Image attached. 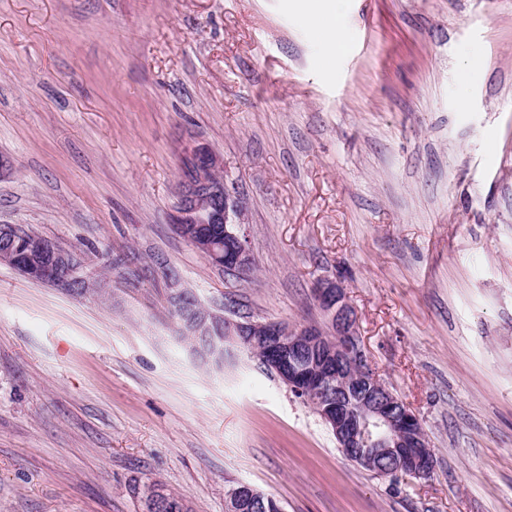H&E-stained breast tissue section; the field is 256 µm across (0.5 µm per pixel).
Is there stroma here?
Returning a JSON list of instances; mask_svg holds the SVG:
<instances>
[{"label":"stroma","instance_id":"35a3bbf8","mask_svg":"<svg viewBox=\"0 0 512 512\" xmlns=\"http://www.w3.org/2000/svg\"><path fill=\"white\" fill-rule=\"evenodd\" d=\"M0 0V224L82 252L99 292L0 264V512H512V0ZM223 164L253 266L174 229L188 149ZM164 261L211 311L326 325L341 281L428 478L348 460L247 352L203 363ZM310 16L321 26L324 43L331 57L341 54L346 40L341 27L336 22V5L327 6L329 0H303ZM167 495L160 487L152 483H146L138 490V497L142 505V512H178V506L173 504L170 499L176 502L183 501V499L166 490ZM170 498H168V497ZM248 495L250 500H255L261 497L260 492L253 490L248 486H240L233 489L229 495L226 502V512H281V505L278 500L272 496L267 494V497L264 498L263 504L259 507H256L255 504L247 502L248 508L246 510H241L240 503L243 495ZM253 508V510L251 509Z\"/></svg>","mask_w":512,"mask_h":512}]
</instances>
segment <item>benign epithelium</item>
<instances>
[{
    "mask_svg": "<svg viewBox=\"0 0 512 512\" xmlns=\"http://www.w3.org/2000/svg\"><path fill=\"white\" fill-rule=\"evenodd\" d=\"M219 157L206 148L188 154L184 186L172 223L176 231L205 258L231 274L252 265L248 240L241 231V210L220 171ZM224 225V246L214 242L213 226ZM16 226L0 225V263L25 278L84 293L91 277L82 272L77 253L34 232L27 252L39 258L31 264L13 250ZM169 304L175 306L183 335L204 334V347L194 352L220 365L226 355L246 350L274 372L291 391L310 405L332 430L338 447L355 449L352 462L374 468L375 461L391 456L401 460L412 477L430 476L432 461L417 414L399 399L370 367L358 337L357 317L345 288L333 279L315 289L318 304L328 316V328L297 326L287 322H262L246 317L217 315L188 295L179 278H166ZM255 500L261 494L248 486L233 489L226 512H241L243 495ZM142 512H178L163 489L151 483L138 490Z\"/></svg>",
    "mask_w": 512,
    "mask_h": 512,
    "instance_id": "1",
    "label": "benign epithelium"
}]
</instances>
